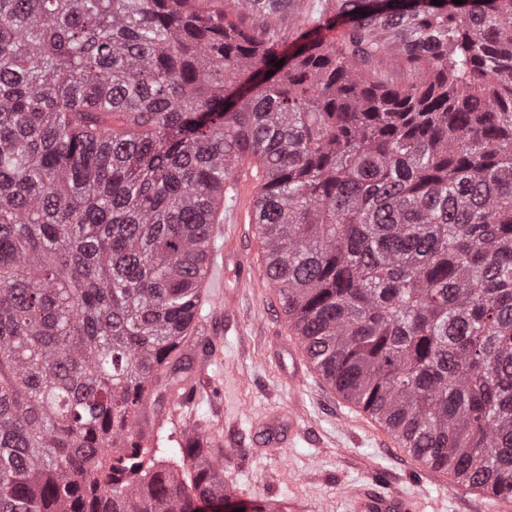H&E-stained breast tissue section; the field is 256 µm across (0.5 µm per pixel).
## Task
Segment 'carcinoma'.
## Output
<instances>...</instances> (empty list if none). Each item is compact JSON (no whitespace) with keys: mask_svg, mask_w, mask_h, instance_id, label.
Here are the masks:
<instances>
[{"mask_svg":"<svg viewBox=\"0 0 512 512\" xmlns=\"http://www.w3.org/2000/svg\"><path fill=\"white\" fill-rule=\"evenodd\" d=\"M222 2L0 0V512L231 500L215 449L180 474L151 438L212 349L205 226L244 164L324 379L512 507V0H338L291 41ZM391 53L414 80L375 82Z\"/></svg>","mask_w":512,"mask_h":512,"instance_id":"1","label":"carcinoma"}]
</instances>
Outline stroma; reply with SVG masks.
I'll return each mask as SVG.
<instances>
[{
	"instance_id": "35a3bbf8",
	"label": "stroma",
	"mask_w": 512,
	"mask_h": 512,
	"mask_svg": "<svg viewBox=\"0 0 512 512\" xmlns=\"http://www.w3.org/2000/svg\"><path fill=\"white\" fill-rule=\"evenodd\" d=\"M223 218L225 235L262 266V242L237 201L225 198ZM289 333L267 277L242 289L234 323L213 337L211 356L193 362L195 400L171 408L163 422L159 459L179 463L188 438L203 436L221 448L224 481L235 498L263 503L265 512H350L356 485L372 470L396 490L419 496L421 512H475L485 505L480 491L425 467L316 376L289 384L276 347L277 337ZM277 411L293 412L303 432L267 454L253 445L255 429Z\"/></svg>"
}]
</instances>
